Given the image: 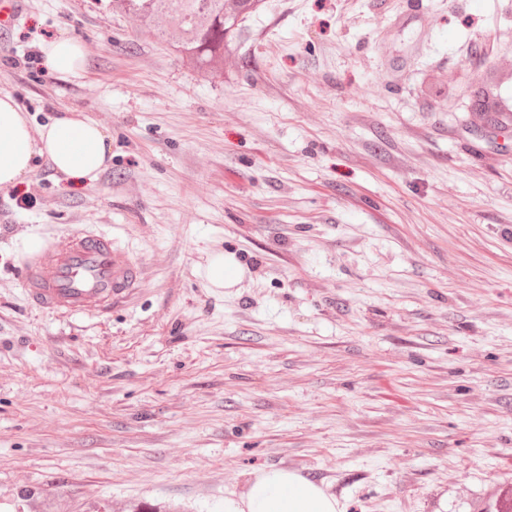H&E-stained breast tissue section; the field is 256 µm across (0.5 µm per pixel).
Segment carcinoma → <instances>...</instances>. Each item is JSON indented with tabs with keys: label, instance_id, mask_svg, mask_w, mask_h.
Wrapping results in <instances>:
<instances>
[{
	"label": "carcinoma",
	"instance_id": "obj_1",
	"mask_svg": "<svg viewBox=\"0 0 512 512\" xmlns=\"http://www.w3.org/2000/svg\"><path fill=\"white\" fill-rule=\"evenodd\" d=\"M261 0H112V9L130 16L139 34L168 40L179 55L205 74L224 69L228 50L242 21Z\"/></svg>",
	"mask_w": 512,
	"mask_h": 512
}]
</instances>
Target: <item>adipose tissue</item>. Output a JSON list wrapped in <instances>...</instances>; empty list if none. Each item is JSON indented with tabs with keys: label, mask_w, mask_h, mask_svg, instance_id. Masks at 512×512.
<instances>
[{
	"label": "adipose tissue",
	"mask_w": 512,
	"mask_h": 512,
	"mask_svg": "<svg viewBox=\"0 0 512 512\" xmlns=\"http://www.w3.org/2000/svg\"><path fill=\"white\" fill-rule=\"evenodd\" d=\"M40 56L47 72L64 79L80 77L85 69L83 44L65 33L44 43ZM37 155L47 156L67 179L92 182L112 158L111 138L100 124L77 111L32 127L18 100L0 94V189L22 182ZM228 512H340V508L335 497L315 482L286 469L268 468L260 471Z\"/></svg>",
	"instance_id": "1"
}]
</instances>
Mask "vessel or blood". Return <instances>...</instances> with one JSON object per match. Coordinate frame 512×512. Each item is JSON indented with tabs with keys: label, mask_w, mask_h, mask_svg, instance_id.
<instances>
[{
	"label": "vessel or blood",
	"mask_w": 512,
	"mask_h": 512,
	"mask_svg": "<svg viewBox=\"0 0 512 512\" xmlns=\"http://www.w3.org/2000/svg\"><path fill=\"white\" fill-rule=\"evenodd\" d=\"M23 277L36 307L93 314L124 301L141 283L142 271L113 245L111 235L80 229L35 253Z\"/></svg>",
	"instance_id": "obj_1"
}]
</instances>
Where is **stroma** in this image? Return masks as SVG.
Masks as SVG:
<instances>
[{"label":"stroma","instance_id":"obj_1","mask_svg":"<svg viewBox=\"0 0 512 512\" xmlns=\"http://www.w3.org/2000/svg\"><path fill=\"white\" fill-rule=\"evenodd\" d=\"M63 32L80 78L35 57ZM490 84L512 100V0H263L214 78L108 0H22L0 92L35 127L82 112L112 161L77 184L37 156L0 190V512H225L270 467L344 512L495 503L512 118L481 112ZM81 228L142 285L105 312L32 307L29 254ZM218 254L232 287L205 276Z\"/></svg>","mask_w":512,"mask_h":512}]
</instances>
